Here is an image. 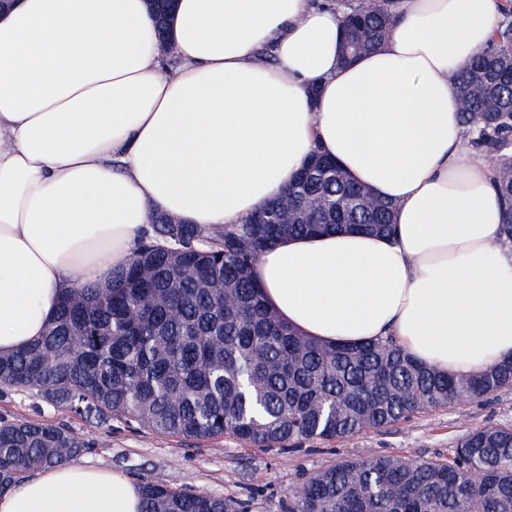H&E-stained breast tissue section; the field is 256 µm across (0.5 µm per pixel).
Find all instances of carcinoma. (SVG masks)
I'll list each match as a JSON object with an SVG mask.
<instances>
[{"label":"carcinoma","instance_id":"obj_1","mask_svg":"<svg viewBox=\"0 0 512 512\" xmlns=\"http://www.w3.org/2000/svg\"><path fill=\"white\" fill-rule=\"evenodd\" d=\"M346 8L342 59L350 63L376 50L394 19L376 6ZM452 79L470 144L492 156L502 237L511 244L512 6L502 8L492 43ZM333 164L312 153L288 199L259 208L265 224L208 228L151 215L112 287L67 290L44 335L0 356V388L35 393L85 419L186 439L231 434L259 448L349 438L512 390L511 360L451 376L392 338L323 345L270 310L252 268L281 238L392 231V204ZM341 199L347 207L338 214ZM89 447L69 428L0 420V493ZM141 486L142 512H241L219 496ZM288 512H512V427H475L443 458L341 459L292 492Z\"/></svg>","mask_w":512,"mask_h":512}]
</instances>
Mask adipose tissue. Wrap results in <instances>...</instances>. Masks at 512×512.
<instances>
[{"mask_svg": "<svg viewBox=\"0 0 512 512\" xmlns=\"http://www.w3.org/2000/svg\"><path fill=\"white\" fill-rule=\"evenodd\" d=\"M383 44L341 65L339 0H178L169 49L147 0L0 9V355L104 286L152 213L240 224L316 148L395 206V232L289 237L253 276L326 345L395 337L468 375L512 359V245L452 73L503 0H377ZM138 483L77 461L0 494V512H141Z\"/></svg>", "mask_w": 512, "mask_h": 512, "instance_id": "1", "label": "adipose tissue"}]
</instances>
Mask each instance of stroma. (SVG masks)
Returning <instances> with one entry per match:
<instances>
[{
    "label": "stroma",
    "mask_w": 512,
    "mask_h": 512,
    "mask_svg": "<svg viewBox=\"0 0 512 512\" xmlns=\"http://www.w3.org/2000/svg\"><path fill=\"white\" fill-rule=\"evenodd\" d=\"M0 418L46 419L93 441L83 463L143 479L218 495L242 512H287L288 498L313 473L339 458L391 455L431 458L447 454L455 439L479 425H512V391L486 401L439 408L396 426L369 430L350 439L314 441L266 450L227 435L206 441L157 435L116 421L105 426L51 406L25 391L0 390Z\"/></svg>",
    "instance_id": "stroma-1"
}]
</instances>
